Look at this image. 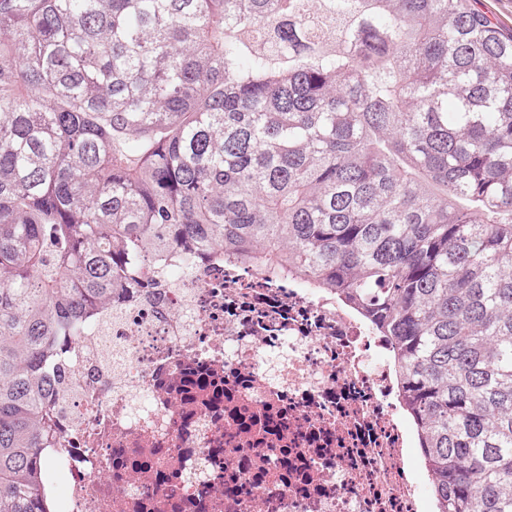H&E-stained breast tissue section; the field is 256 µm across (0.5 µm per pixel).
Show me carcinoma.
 Wrapping results in <instances>:
<instances>
[{
    "instance_id": "cac0c4a2",
    "label": "carcinoma",
    "mask_w": 512,
    "mask_h": 512,
    "mask_svg": "<svg viewBox=\"0 0 512 512\" xmlns=\"http://www.w3.org/2000/svg\"><path fill=\"white\" fill-rule=\"evenodd\" d=\"M178 247L354 305L438 512H512L511 31L470 0H0V512H40L57 338Z\"/></svg>"
}]
</instances>
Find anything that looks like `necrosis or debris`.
Here are the masks:
<instances>
[{
  "mask_svg": "<svg viewBox=\"0 0 512 512\" xmlns=\"http://www.w3.org/2000/svg\"><path fill=\"white\" fill-rule=\"evenodd\" d=\"M44 512H437L382 337L223 252L143 264L80 341Z\"/></svg>",
  "mask_w": 512,
  "mask_h": 512,
  "instance_id": "obj_1",
  "label": "necrosis or debris"
}]
</instances>
